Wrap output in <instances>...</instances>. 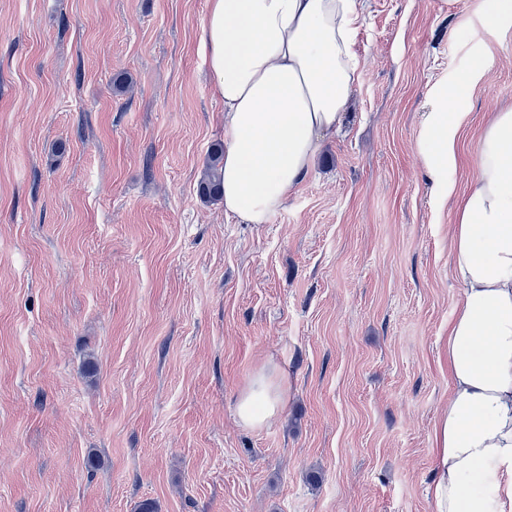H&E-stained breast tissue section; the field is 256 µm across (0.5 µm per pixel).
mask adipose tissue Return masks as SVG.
<instances>
[{"instance_id": "obj_1", "label": "adipose tissue", "mask_w": 512, "mask_h": 512, "mask_svg": "<svg viewBox=\"0 0 512 512\" xmlns=\"http://www.w3.org/2000/svg\"><path fill=\"white\" fill-rule=\"evenodd\" d=\"M360 0H208L200 51L224 103V213L266 224L310 174L339 125L360 62ZM479 57L439 92L418 139L425 168L445 186L468 119L458 103L490 71ZM453 274L462 297L448 323V406L434 427V512H512V107L491 112L468 190L454 198ZM284 391L256 373L238 418L260 428Z\"/></svg>"}]
</instances>
